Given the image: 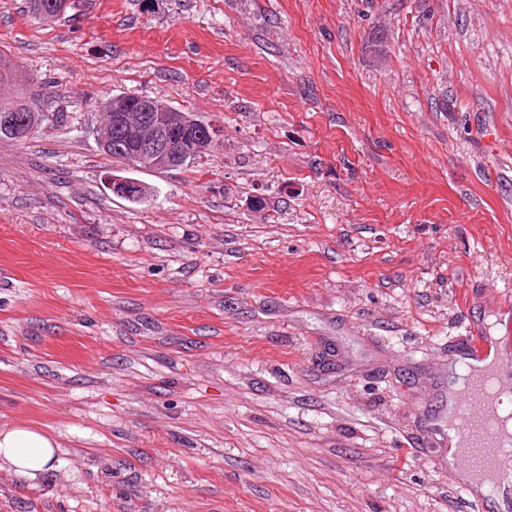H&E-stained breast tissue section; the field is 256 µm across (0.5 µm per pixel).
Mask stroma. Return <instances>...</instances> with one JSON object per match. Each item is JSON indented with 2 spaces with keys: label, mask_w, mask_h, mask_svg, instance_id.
I'll return each instance as SVG.
<instances>
[{
  "label": "stroma",
  "mask_w": 512,
  "mask_h": 512,
  "mask_svg": "<svg viewBox=\"0 0 512 512\" xmlns=\"http://www.w3.org/2000/svg\"><path fill=\"white\" fill-rule=\"evenodd\" d=\"M0 0V512H471L448 362L512 326V0ZM221 127L131 167L101 103ZM144 184L132 203L110 175ZM44 96L42 94V90L39 87H32L27 91L26 97L23 100H13L12 103L4 105L7 107H13L18 110V112H10L18 119H21L22 117H27L29 120V124H32L33 117L31 115V112H33L34 115L39 114V117L42 119L43 113H42V106H43ZM25 102V107L28 112L25 111V108L23 107ZM23 111V112H20ZM58 444L48 432L22 425L0 429V463L25 479L53 470L58 460Z\"/></svg>",
  "instance_id": "obj_1"
}]
</instances>
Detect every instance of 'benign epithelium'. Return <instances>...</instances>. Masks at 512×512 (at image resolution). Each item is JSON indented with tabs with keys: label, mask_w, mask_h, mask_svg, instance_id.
Returning a JSON list of instances; mask_svg holds the SVG:
<instances>
[{
	"label": "benign epithelium",
	"mask_w": 512,
	"mask_h": 512,
	"mask_svg": "<svg viewBox=\"0 0 512 512\" xmlns=\"http://www.w3.org/2000/svg\"><path fill=\"white\" fill-rule=\"evenodd\" d=\"M42 90L33 87L24 99L26 110L42 114ZM112 128L121 132L127 157L134 165L170 169L208 151L216 140L213 126L189 112L169 108L153 98L117 95L105 103Z\"/></svg>",
	"instance_id": "7a95c632"
}]
</instances>
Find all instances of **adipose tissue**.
Listing matches in <instances>:
<instances>
[{
	"label": "adipose tissue",
	"mask_w": 512,
	"mask_h": 512,
	"mask_svg": "<svg viewBox=\"0 0 512 512\" xmlns=\"http://www.w3.org/2000/svg\"><path fill=\"white\" fill-rule=\"evenodd\" d=\"M8 464L22 478L50 472L58 463V444L41 429L22 425L0 428V463Z\"/></svg>",
	"instance_id": "ef3b65f1"
}]
</instances>
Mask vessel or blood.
Instances as JSON below:
<instances>
[{"label":"vessel or blood","mask_w":512,"mask_h":512,"mask_svg":"<svg viewBox=\"0 0 512 512\" xmlns=\"http://www.w3.org/2000/svg\"><path fill=\"white\" fill-rule=\"evenodd\" d=\"M461 340L471 355L493 358L498 366L491 377L464 382L465 398L454 406L448 423L449 431L466 445L468 467L482 480V490L472 496V512H487V503L496 497L502 482L512 480V439H504L493 407L498 382L512 376V336L491 340L469 329Z\"/></svg>","instance_id":"b4317fda"}]
</instances>
